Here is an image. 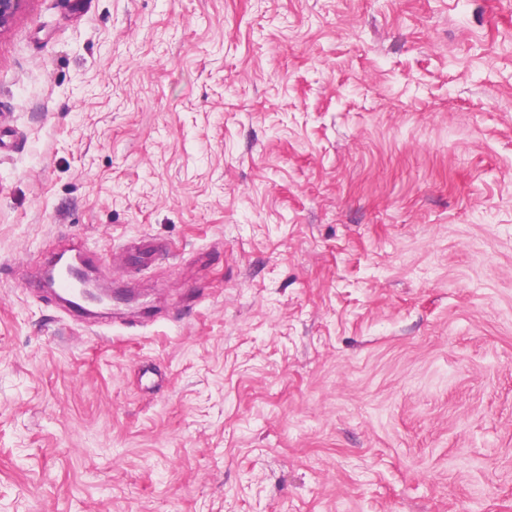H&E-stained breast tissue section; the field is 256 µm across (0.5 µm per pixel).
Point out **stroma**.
<instances>
[{
	"mask_svg": "<svg viewBox=\"0 0 512 512\" xmlns=\"http://www.w3.org/2000/svg\"><path fill=\"white\" fill-rule=\"evenodd\" d=\"M0 512H512V0H26Z\"/></svg>",
	"mask_w": 512,
	"mask_h": 512,
	"instance_id": "obj_1",
	"label": "stroma"
}]
</instances>
